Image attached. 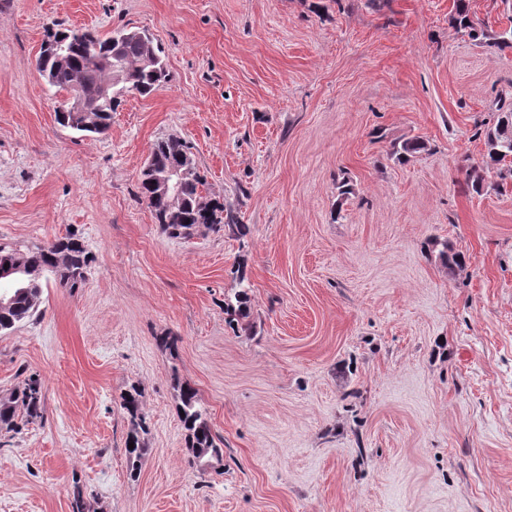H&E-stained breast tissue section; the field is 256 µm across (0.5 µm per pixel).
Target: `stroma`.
<instances>
[{"label": "stroma", "mask_w": 512, "mask_h": 512, "mask_svg": "<svg viewBox=\"0 0 512 512\" xmlns=\"http://www.w3.org/2000/svg\"><path fill=\"white\" fill-rule=\"evenodd\" d=\"M489 33L512 0H468ZM454 0H0V244L76 232L86 284L48 279L0 333V512H512V177L481 162L512 47L459 32ZM143 28L168 80L106 134L59 125L36 68L48 24ZM187 142L246 227L162 232L138 194ZM426 151L397 161L395 147ZM348 193H341V186ZM448 243L466 257L448 269ZM245 269L250 316L224 302ZM177 337L176 349L159 346ZM223 455L193 463L174 379ZM143 391L138 472L121 397ZM44 393L41 380L30 375L24 386L14 392L8 399L0 400V429L10 431L20 430L17 421V410L21 408L26 418L40 417L44 410Z\"/></svg>", "instance_id": "1"}]
</instances>
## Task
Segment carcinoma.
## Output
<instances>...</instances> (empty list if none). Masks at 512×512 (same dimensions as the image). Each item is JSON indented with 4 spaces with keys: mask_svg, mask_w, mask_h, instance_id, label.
I'll return each mask as SVG.
<instances>
[{
    "mask_svg": "<svg viewBox=\"0 0 512 512\" xmlns=\"http://www.w3.org/2000/svg\"><path fill=\"white\" fill-rule=\"evenodd\" d=\"M454 21L457 28L475 41L486 40L497 46H512V30L490 34L477 28L469 16L467 0H455ZM48 49L40 51L37 70L46 83L57 92L68 93L80 86L91 91L112 78V68L121 67L124 81L112 87L110 98L98 105V122L83 128L70 124V116L56 112L57 122L85 134H104L112 121L121 98L127 94L142 97L152 94L166 81L161 44L142 29H123L107 38L95 36L84 29H52L47 34ZM498 118L494 127L485 133L486 153L481 163L467 171V184L480 193L485 174L499 165L512 161V98L498 100ZM190 169L180 184V201L174 206L156 192L154 182L173 168ZM204 177L197 170L195 159L186 142L178 138L157 141L142 171L139 198L151 209L161 230L171 238H190L204 226L219 232L227 227L244 233L232 212H224V203L205 190ZM94 262L82 238L75 232L44 245L13 247L0 245V271L14 269L16 273L0 276V292L8 291L10 301L0 306V332L38 315V302L47 274L54 275L63 288L75 289L84 285ZM229 322L244 320L250 315V296L247 289L239 290L234 301L224 304ZM177 411L186 431V445L193 460L208 462L220 458L223 448L216 442L207 412L201 406L195 388L189 383L175 381ZM143 392L132 385L122 397V409L129 425L125 448L130 473L138 472L145 448L142 435L147 431L143 412ZM26 417L37 418L44 410L41 380L31 375L24 386L9 398L0 400V429L20 430L17 410Z\"/></svg>",
    "mask_w": 512,
    "mask_h": 512,
    "instance_id": "obj_1",
    "label": "carcinoma"
}]
</instances>
